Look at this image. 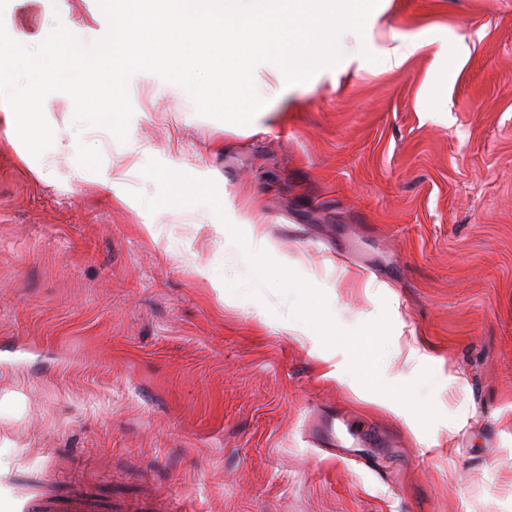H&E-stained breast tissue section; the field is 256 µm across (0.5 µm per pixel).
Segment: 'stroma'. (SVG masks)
I'll return each instance as SVG.
<instances>
[{
  "instance_id": "stroma-1",
  "label": "stroma",
  "mask_w": 512,
  "mask_h": 512,
  "mask_svg": "<svg viewBox=\"0 0 512 512\" xmlns=\"http://www.w3.org/2000/svg\"><path fill=\"white\" fill-rule=\"evenodd\" d=\"M23 5L6 29L85 28L99 7ZM396 35L425 46L324 76L250 135L153 73L128 85L123 143L52 100L73 145L52 184L0 122V493L512 512V0H390L368 47ZM115 164L117 198L99 182ZM202 168L222 187H197ZM249 199L265 223L222 228ZM301 318L380 331L339 365L286 330ZM324 418L332 448L312 437ZM398 44L382 50L384 64L389 69L402 67L408 58L425 46V43L416 39L394 38Z\"/></svg>"
}]
</instances>
